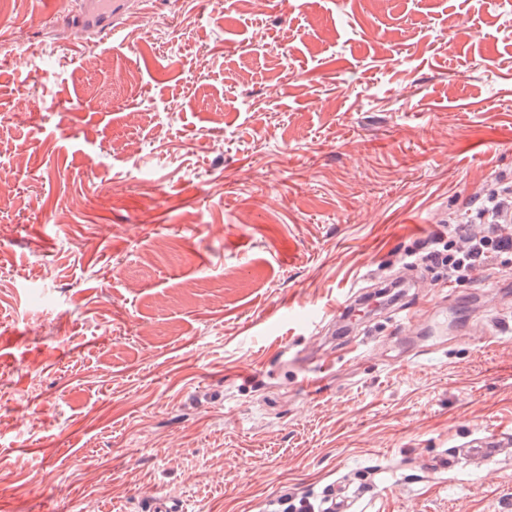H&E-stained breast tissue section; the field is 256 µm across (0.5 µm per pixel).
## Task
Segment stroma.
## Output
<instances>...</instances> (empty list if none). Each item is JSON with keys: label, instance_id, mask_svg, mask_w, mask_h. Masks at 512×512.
Instances as JSON below:
<instances>
[{"label": "stroma", "instance_id": "35a3bbf8", "mask_svg": "<svg viewBox=\"0 0 512 512\" xmlns=\"http://www.w3.org/2000/svg\"><path fill=\"white\" fill-rule=\"evenodd\" d=\"M223 2L0 0V512H512V0ZM512 246V239H502L497 236L485 237L476 241L466 253H449L448 272L456 279L464 276V273L476 266H490L496 261L498 253ZM460 447L439 458L435 463L434 472L452 474L455 468V460L460 455H481L489 460L495 458L497 448H499V435L494 431H486L464 442ZM375 497L372 489L365 485H360L357 493L351 495L341 484L332 483L324 491L322 499L327 512H368Z\"/></svg>", "mask_w": 512, "mask_h": 512}]
</instances>
